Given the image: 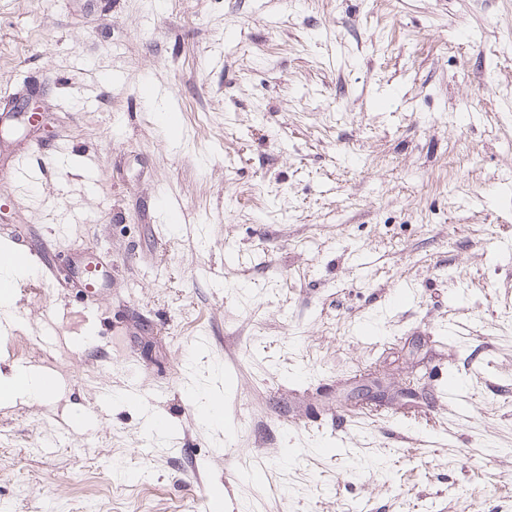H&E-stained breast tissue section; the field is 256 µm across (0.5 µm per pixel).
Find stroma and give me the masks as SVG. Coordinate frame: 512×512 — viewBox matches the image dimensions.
I'll use <instances>...</instances> for the list:
<instances>
[{
    "instance_id": "35a3bbf8",
    "label": "stroma",
    "mask_w": 512,
    "mask_h": 512,
    "mask_svg": "<svg viewBox=\"0 0 512 512\" xmlns=\"http://www.w3.org/2000/svg\"><path fill=\"white\" fill-rule=\"evenodd\" d=\"M0 129V512H512V0H0ZM20 256L13 250H0V309L6 319H10L11 309L15 305V293L12 286L18 276Z\"/></svg>"
}]
</instances>
